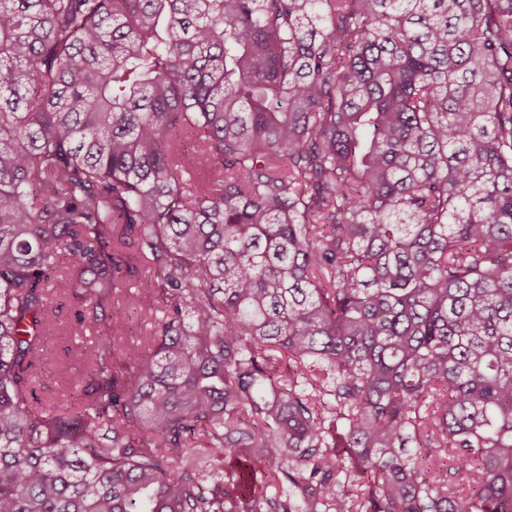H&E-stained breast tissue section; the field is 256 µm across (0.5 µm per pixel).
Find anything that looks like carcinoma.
<instances>
[{"mask_svg": "<svg viewBox=\"0 0 512 512\" xmlns=\"http://www.w3.org/2000/svg\"><path fill=\"white\" fill-rule=\"evenodd\" d=\"M0 512H512V0H0ZM57 299L56 303H63L64 306L56 313L55 324L51 332L46 336V344L50 351V360L42 364L38 369V380L42 389L38 394L43 399H57L62 396H67L70 393L69 387L61 382L56 373V366L58 364L69 365L72 376L79 379L84 371L83 363L73 357L69 349L81 343V339L70 328L71 322V304L70 298L67 294L60 290L61 286L55 283ZM112 317L124 318L127 322V341L139 344L140 340L150 335L152 326L150 322L127 310L121 302H116L112 307Z\"/></svg>", "mask_w": 512, "mask_h": 512, "instance_id": "carcinoma-1", "label": "carcinoma"}]
</instances>
